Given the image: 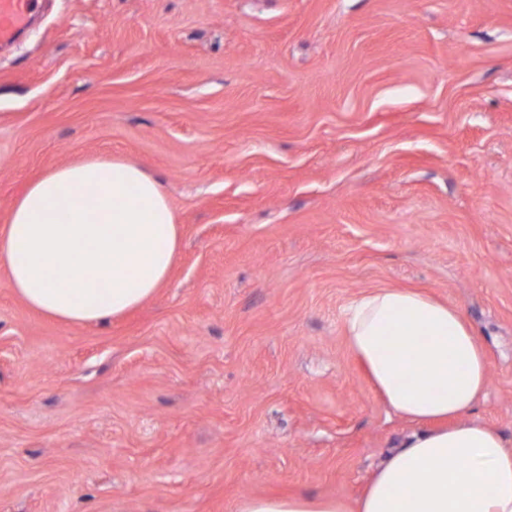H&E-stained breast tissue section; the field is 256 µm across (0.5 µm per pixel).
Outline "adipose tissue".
I'll use <instances>...</instances> for the list:
<instances>
[{
    "mask_svg": "<svg viewBox=\"0 0 512 512\" xmlns=\"http://www.w3.org/2000/svg\"><path fill=\"white\" fill-rule=\"evenodd\" d=\"M180 229L137 164L89 157L31 182L0 228L13 293L64 323H96L151 298ZM71 275L63 279L60 268ZM345 335L385 405L416 430L388 451L354 502L255 495L236 512H512V448L469 414L488 389L484 347L462 313L411 289L377 288L343 312Z\"/></svg>",
    "mask_w": 512,
    "mask_h": 512,
    "instance_id": "adipose-tissue-1",
    "label": "adipose tissue"
}]
</instances>
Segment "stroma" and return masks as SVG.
Instances as JSON below:
<instances>
[{
  "label": "stroma",
  "instance_id": "obj_1",
  "mask_svg": "<svg viewBox=\"0 0 512 512\" xmlns=\"http://www.w3.org/2000/svg\"><path fill=\"white\" fill-rule=\"evenodd\" d=\"M0 46V227L41 172L128 159L181 249L104 323L0 266V512L359 497L411 422L341 310L416 288L489 362L512 446V0H41Z\"/></svg>",
  "mask_w": 512,
  "mask_h": 512
}]
</instances>
